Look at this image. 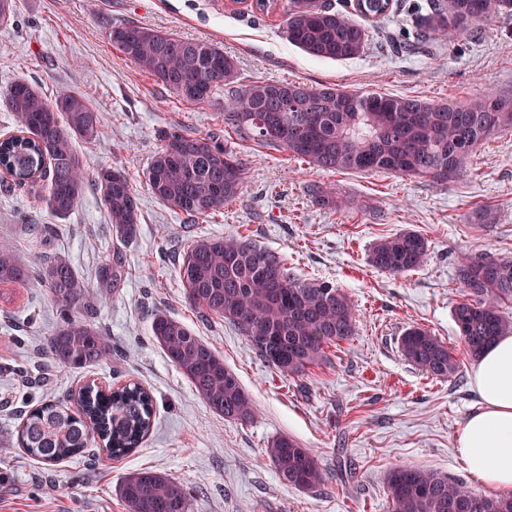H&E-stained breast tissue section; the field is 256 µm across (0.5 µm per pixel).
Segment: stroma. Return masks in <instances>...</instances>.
Returning <instances> with one entry per match:
<instances>
[{
    "mask_svg": "<svg viewBox=\"0 0 512 512\" xmlns=\"http://www.w3.org/2000/svg\"><path fill=\"white\" fill-rule=\"evenodd\" d=\"M426 0H397L389 20L369 27L365 52L343 61L310 58L286 39L291 0L268 13L236 0H16L13 22L0 24V138L15 121L7 90L24 80L47 97L71 90L100 114L95 139L77 141L88 173L125 167L138 196L136 237L110 224L94 186H86L67 217L34 203L35 189L0 185V243L33 265L66 258L88 284L93 321L105 328L112 353L71 370L44 350L59 318L38 284L0 286V512H125L118 495L132 472L149 468L183 484L190 512H390L387 475L396 467L432 470L482 492L456 455L458 427L476 396L453 320L462 298L458 277L466 253L512 256V132L480 146L454 183L384 173L323 171L259 143L224 123V89L187 105L113 48L110 25L138 23L179 37L210 40L238 64L240 82H299L312 87L376 90L429 101H463L491 87L512 95V15L453 31L439 46L402 53ZM182 129L237 153L245 191L223 212L187 223L155 199L144 174L165 132ZM335 188L346 209H322L313 186ZM402 231L428 243L425 263L396 277L367 260L378 240ZM244 236L278 252L289 271L330 282L350 299L356 334L328 351L325 364L303 377L268 366L244 336L190 306L178 273L192 238ZM121 267L115 286L99 269ZM185 323L224 357L249 394L251 421L215 414L167 360L150 333L152 313ZM420 326L453 349L458 371L435 378L406 361L404 331ZM131 382L154 400V428L127 456L45 464L17 444L25 413L41 401L68 402L87 381ZM288 435L329 472L314 491L278 481L266 456L269 441Z\"/></svg>",
    "mask_w": 512,
    "mask_h": 512,
    "instance_id": "1",
    "label": "stroma"
}]
</instances>
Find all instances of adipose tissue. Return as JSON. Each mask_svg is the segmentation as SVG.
Returning <instances> with one entry per match:
<instances>
[{
	"instance_id": "ef3b65f1",
	"label": "adipose tissue",
	"mask_w": 512,
	"mask_h": 512,
	"mask_svg": "<svg viewBox=\"0 0 512 512\" xmlns=\"http://www.w3.org/2000/svg\"><path fill=\"white\" fill-rule=\"evenodd\" d=\"M470 382L478 403L456 432L457 454L476 482L512 495V335L483 352Z\"/></svg>"
}]
</instances>
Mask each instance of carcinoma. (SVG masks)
<instances>
[{"label": "carcinoma", "instance_id": "obj_1", "mask_svg": "<svg viewBox=\"0 0 512 512\" xmlns=\"http://www.w3.org/2000/svg\"><path fill=\"white\" fill-rule=\"evenodd\" d=\"M393 0H354L353 10L327 0H293L284 33L288 42L318 60H347L367 48L366 21L391 13ZM512 13V0H430L416 26L418 40L448 33L450 18L478 23ZM107 38L125 58L158 78L183 102L207 101L227 86L224 122L288 155L323 170L387 173L444 185L466 171L473 151L512 131V96L485 92L462 102H429L378 91H348L299 83L237 81V64L216 45L184 40L133 23L108 27ZM17 134L0 139V171L6 186L41 188L38 201L68 216L92 184L110 224L124 239L137 233L138 197L124 168L113 165L88 177L74 141L98 134L99 115L85 98L61 92L50 100L26 82L6 94ZM245 168L228 149L181 130L168 132L151 158V194L190 218L215 214L244 191ZM324 208L345 205L330 188L311 189ZM428 255L424 237L402 232L377 241L368 260L375 269L401 276ZM179 276L187 299L202 317L234 326L255 353L286 376H304L327 358L326 349L354 336L355 311L344 292L329 282H306L288 272L278 253L245 237L193 239L183 251ZM463 297L453 319L465 353L481 356L500 336L512 333V317L500 305L512 301V258L466 254L459 267ZM33 280L48 291L61 322L46 353L65 368L81 369L112 352L93 312L85 281L62 257L32 267L13 248L0 244V283ZM150 331L166 358L199 397L226 420L246 422L254 408L224 357L184 323L163 313ZM399 348L427 374L445 378L458 369L448 346L427 331L405 330ZM153 428V400L135 383L108 391L83 385L69 406L44 402L32 409L18 432V445L31 459L56 463L86 452L98 440L110 458L136 448ZM265 454L280 481L313 491L326 482L317 457L296 440L274 438ZM391 512H512V495L479 494L438 473L396 467L387 476ZM119 496L127 512H190L182 484L156 470L130 474Z\"/></svg>", "mask_w": 512, "mask_h": 512}]
</instances>
